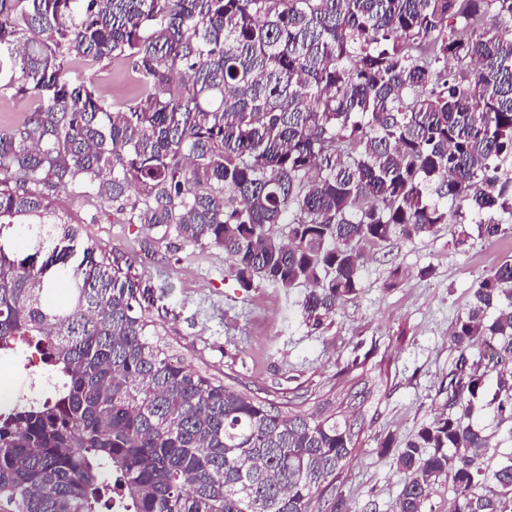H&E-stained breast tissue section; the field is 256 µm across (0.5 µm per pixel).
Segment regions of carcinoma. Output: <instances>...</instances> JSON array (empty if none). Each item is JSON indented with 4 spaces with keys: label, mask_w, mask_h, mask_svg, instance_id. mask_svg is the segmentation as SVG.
Listing matches in <instances>:
<instances>
[{
    "label": "carcinoma",
    "mask_w": 512,
    "mask_h": 512,
    "mask_svg": "<svg viewBox=\"0 0 512 512\" xmlns=\"http://www.w3.org/2000/svg\"><path fill=\"white\" fill-rule=\"evenodd\" d=\"M131 66L134 105L73 84ZM0 355L39 356L47 389L0 396V512H324L364 424L173 360L136 259L63 221L51 196L112 201L184 247L216 248L248 291L304 289L323 328L366 258L438 225L512 219V0H0ZM478 360L441 412L384 437L395 512H512V258L451 331ZM30 102L24 98L0 95V127L10 125L30 110Z\"/></svg>",
    "instance_id": "carcinoma-1"
}]
</instances>
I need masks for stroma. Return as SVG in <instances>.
Segmentation results:
<instances>
[{"instance_id": "1", "label": "stroma", "mask_w": 512, "mask_h": 512, "mask_svg": "<svg viewBox=\"0 0 512 512\" xmlns=\"http://www.w3.org/2000/svg\"><path fill=\"white\" fill-rule=\"evenodd\" d=\"M68 77L93 83L109 104L132 105L140 97L124 64L77 65ZM53 208L103 248L135 253L153 318L173 352L196 369L307 407L323 394L347 399L363 374L381 376L377 396L364 408L357 457L325 494L329 501L343 495L351 512H393L401 474L394 455L381 453L377 442L388 434L407 438L443 407L451 381L477 358L451 343L450 330L475 282L512 257L510 229L462 245L457 224L439 225L428 238L392 239L366 264L358 295L314 333L300 315L303 289L288 295L271 285L239 288L222 251L183 248L147 227L113 223L111 204L94 195L60 191ZM395 266L404 277L392 288ZM428 266L432 276L420 277Z\"/></svg>"}]
</instances>
